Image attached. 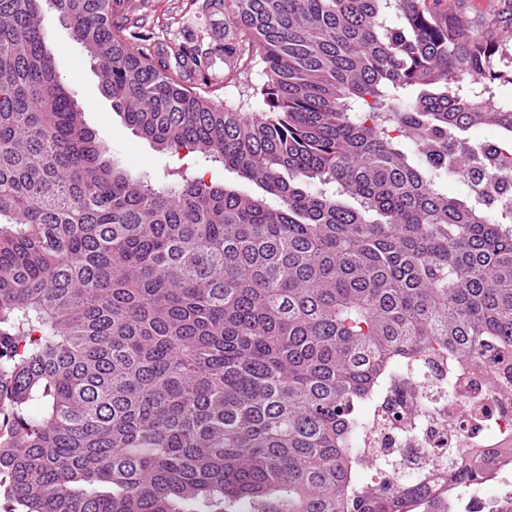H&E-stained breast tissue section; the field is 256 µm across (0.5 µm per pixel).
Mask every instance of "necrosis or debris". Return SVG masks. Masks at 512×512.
I'll return each instance as SVG.
<instances>
[{
  "mask_svg": "<svg viewBox=\"0 0 512 512\" xmlns=\"http://www.w3.org/2000/svg\"><path fill=\"white\" fill-rule=\"evenodd\" d=\"M435 375L422 380L407 374L405 387L413 408L391 425L379 424L382 405L368 414L375 425L361 439L364 453L385 448L399 461L392 479L410 483L417 470L435 463L445 448H493L512 436V415L493 412L483 416V406L498 399L497 378L462 373L454 390H447L448 366L445 358L434 356Z\"/></svg>",
  "mask_w": 512,
  "mask_h": 512,
  "instance_id": "4bbe7bcc",
  "label": "necrosis or debris"
}]
</instances>
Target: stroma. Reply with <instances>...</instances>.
<instances>
[{
  "label": "stroma",
  "instance_id": "obj_1",
  "mask_svg": "<svg viewBox=\"0 0 512 512\" xmlns=\"http://www.w3.org/2000/svg\"><path fill=\"white\" fill-rule=\"evenodd\" d=\"M437 8L449 17L465 15L473 37L486 35L484 22L491 18L498 19L501 27L512 26V0H438ZM43 17L57 69L74 91L88 127L110 147L115 161L135 176L155 182L171 181L173 173L180 171L208 183L232 184L253 192L252 184L221 164L205 161L196 153L161 150L127 126L103 93L101 71L57 13L47 7ZM114 22L129 33L131 48H147L166 73L214 103L245 100L251 87L264 79L259 63L235 73L224 54L234 31L231 11L214 10L212 0H126Z\"/></svg>",
  "mask_w": 512,
  "mask_h": 512
}]
</instances>
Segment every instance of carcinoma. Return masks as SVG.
<instances>
[{"label":"carcinoma","instance_id":"obj_1","mask_svg":"<svg viewBox=\"0 0 512 512\" xmlns=\"http://www.w3.org/2000/svg\"><path fill=\"white\" fill-rule=\"evenodd\" d=\"M125 0H51L142 137L249 196L112 162L57 72L40 0H0V488L18 512H438L512 468V439L395 485L360 409L426 357L512 377V208L440 181L500 129L512 30L427 0H231L224 52L261 113L129 46ZM279 204L274 205L271 200Z\"/></svg>","mask_w":512,"mask_h":512}]
</instances>
